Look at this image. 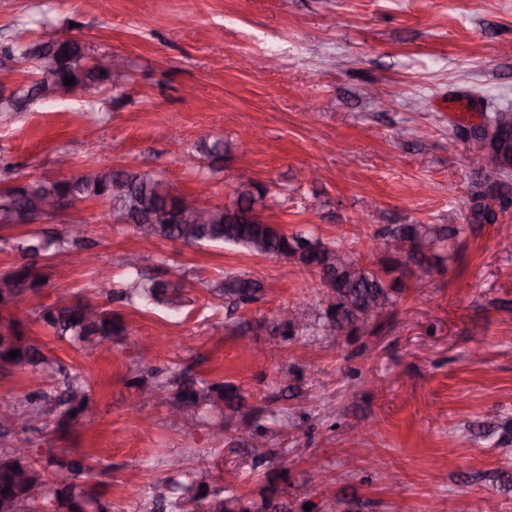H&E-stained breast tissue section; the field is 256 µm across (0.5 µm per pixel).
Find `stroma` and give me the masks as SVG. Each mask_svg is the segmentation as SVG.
Here are the masks:
<instances>
[{"label": "stroma", "mask_w": 512, "mask_h": 512, "mask_svg": "<svg viewBox=\"0 0 512 512\" xmlns=\"http://www.w3.org/2000/svg\"><path fill=\"white\" fill-rule=\"evenodd\" d=\"M110 52V85L0 113V188L88 166L134 167L179 185L190 201L235 198L245 169L276 194L267 219L376 261L387 224H465L474 187L492 194L494 167L469 164L484 114L512 110V0H0V42L42 23ZM217 139V170L187 168L171 150ZM88 225L96 265L78 255L39 263L47 283L13 308L25 336L91 388L81 421L41 429L0 421V448L28 437L41 452L99 458L86 482L119 512H153L150 483L180 455L187 469L235 468L234 493L256 501L267 482L291 505L339 499L355 512H512V208L467 233L456 253L410 280L396 305L356 337L278 333V312H311L315 272L213 244L145 240L131 225L102 237L107 203L66 216ZM140 253L147 275L178 281L189 306L119 308L127 336L111 352L50 335L32 310L120 279ZM270 283L262 302L228 312L214 286L226 272ZM186 368L247 394L244 410L171 426L165 401L144 428L128 409L131 379ZM289 419L272 465L244 433ZM369 423L351 445V427Z\"/></svg>", "instance_id": "stroma-1"}]
</instances>
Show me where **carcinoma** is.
Masks as SVG:
<instances>
[{
  "label": "carcinoma",
  "mask_w": 512,
  "mask_h": 512,
  "mask_svg": "<svg viewBox=\"0 0 512 512\" xmlns=\"http://www.w3.org/2000/svg\"><path fill=\"white\" fill-rule=\"evenodd\" d=\"M19 36L11 42L0 43V56L13 59H26L24 47ZM54 55L58 60L55 74L62 81L74 78V85L86 86L103 84L112 80V72L94 68H82L79 61L89 59L91 55L81 44L73 39L55 45ZM48 78L33 81L25 88H19L9 97L0 96V110L19 111L21 103L33 101L51 90ZM497 173L502 176V184L496 190L495 199L499 208L505 210L512 206V188L508 185L512 169L496 165ZM112 177L123 180L127 192L121 197L111 195V184L98 179V173H80L70 178H59L53 183L57 194H70L76 191L92 200H107L116 223H123L120 212L133 211L141 200L149 198L156 204H172L178 208L181 200L166 199L164 183L148 171L133 168H121L112 173ZM41 182V179L26 181V187L14 193L9 189L0 190V221L8 220L16 212L24 209L34 210L33 199L28 196L29 188ZM236 211L241 214L250 212L254 205L268 201L267 189L254 186V190H236ZM471 224L469 227H481L496 221V212L488 202V195L477 192L471 198ZM464 228L452 224H388L378 231L382 240L385 256L374 268L360 266L350 272L345 262L359 263L348 250L338 245L328 244L322 239L302 234H289L281 226L269 221L259 223L239 221L229 215L216 224L158 223L155 236L158 239L181 241L185 244L213 243L223 244L243 252L262 256H277L296 263L320 275V279L331 278L338 282L336 303L325 306L318 304L315 314L307 316L303 325L287 324L288 332H308L323 330L329 336L346 334L351 336L363 327L370 326L383 315L385 308L394 305L398 295L407 287V278L395 275L403 265L414 262L419 266L441 260V252L455 248L457 239ZM87 247L83 236H66L58 231L50 235L32 233L23 239L17 249L27 262L1 273L0 280L20 279L27 285V293H37L44 284L40 279L44 275L36 266V259L52 252L59 254L73 249ZM127 268L123 286L111 287L104 295L112 302L133 306L138 301L151 302L169 309L178 310L188 299L184 287L165 281H155L143 277L140 262L124 260ZM216 291L224 296L228 305L236 310L246 309L261 301L265 294L264 282L250 277L246 273H227L218 282ZM88 297H77L71 303H57L33 309L35 320L49 329L61 340L73 344L94 346L101 340H112L125 335V328L112 314V310L99 305L94 316L88 317L82 310ZM10 316L9 322L18 328L3 336L0 334V362L12 368L29 367L46 380H55L63 376L64 391L58 396L51 392L38 390L28 394L22 402L27 420L45 421L57 409H63L62 420L67 425L80 422L87 409L90 389L79 375L64 371V366L55 358L43 353L41 348L31 342L20 329L22 322L11 316V312L0 313V319ZM18 351L11 358L8 353ZM150 379L135 378L130 386L136 392H146L150 396L167 395L170 404L179 408L181 413L191 409H209L224 411L239 410L245 402V395L231 383L222 381L210 385L199 382L186 370H169L162 378L159 372L149 373ZM92 469L85 464V458L78 459L66 454L25 457L15 448L0 449V512H9L13 502L20 498L25 503L24 512H111V505L102 495L77 482L83 473ZM209 472L199 468L193 473L191 483L185 488V495L176 501L177 512H225L224 505L241 502V498L230 493V488L216 485L211 480L201 478ZM174 481L167 476L152 485V498L161 504L172 491ZM8 492H3V489Z\"/></svg>",
  "instance_id": "carcinoma-1"
}]
</instances>
